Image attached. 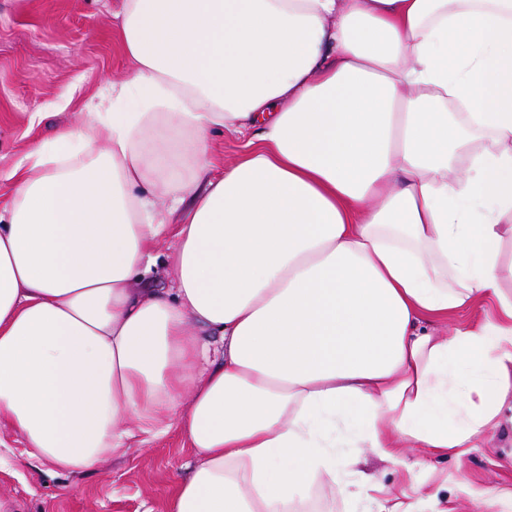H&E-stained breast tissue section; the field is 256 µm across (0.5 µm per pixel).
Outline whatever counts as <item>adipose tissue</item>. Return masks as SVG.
<instances>
[{
  "instance_id": "obj_1",
  "label": "adipose tissue",
  "mask_w": 512,
  "mask_h": 512,
  "mask_svg": "<svg viewBox=\"0 0 512 512\" xmlns=\"http://www.w3.org/2000/svg\"><path fill=\"white\" fill-rule=\"evenodd\" d=\"M117 19L128 75L0 171V420L79 473L128 422L178 418L198 462L169 512H300L319 482L349 512L437 501L376 497L340 462L419 448L407 472L430 468L512 401V0H123ZM215 130L250 145L218 175ZM169 234L171 293L134 290Z\"/></svg>"
}]
</instances>
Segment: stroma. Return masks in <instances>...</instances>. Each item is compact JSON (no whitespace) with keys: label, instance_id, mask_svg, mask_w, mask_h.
<instances>
[{"label":"stroma","instance_id":"obj_1","mask_svg":"<svg viewBox=\"0 0 512 512\" xmlns=\"http://www.w3.org/2000/svg\"><path fill=\"white\" fill-rule=\"evenodd\" d=\"M121 0H0V170L36 141L76 124L103 80L127 73L113 15ZM479 447L435 461L407 477L399 463L363 449L360 466L391 492L442 486L444 512H489L482 491L512 488V410ZM195 463L178 422L164 434L135 437L99 472L72 474L29 457L0 425V500L12 512H168Z\"/></svg>","mask_w":512,"mask_h":512}]
</instances>
